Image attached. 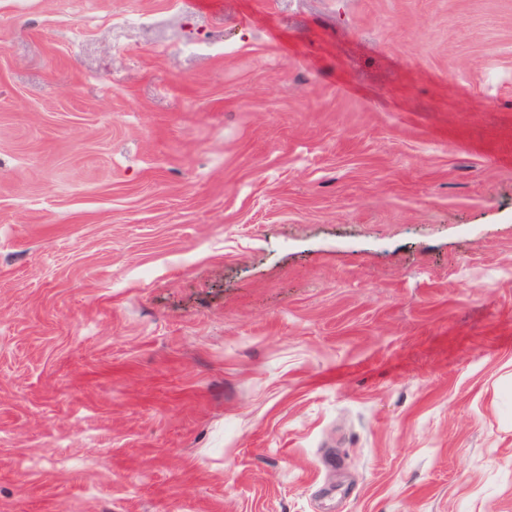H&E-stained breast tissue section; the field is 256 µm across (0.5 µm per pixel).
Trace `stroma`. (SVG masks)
Instances as JSON below:
<instances>
[{
    "mask_svg": "<svg viewBox=\"0 0 512 512\" xmlns=\"http://www.w3.org/2000/svg\"><path fill=\"white\" fill-rule=\"evenodd\" d=\"M0 512H512V0H0Z\"/></svg>",
    "mask_w": 512,
    "mask_h": 512,
    "instance_id": "35a3bbf8",
    "label": "stroma"
}]
</instances>
